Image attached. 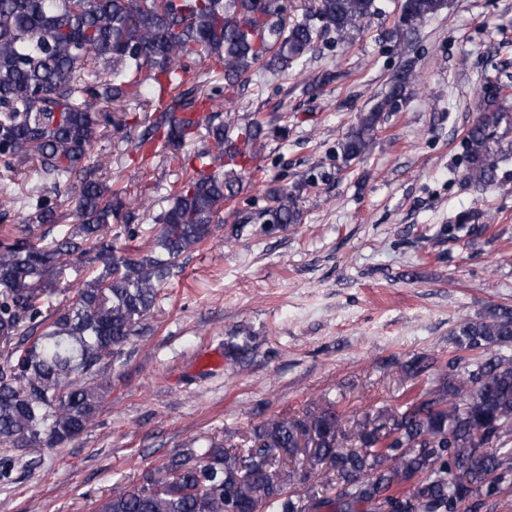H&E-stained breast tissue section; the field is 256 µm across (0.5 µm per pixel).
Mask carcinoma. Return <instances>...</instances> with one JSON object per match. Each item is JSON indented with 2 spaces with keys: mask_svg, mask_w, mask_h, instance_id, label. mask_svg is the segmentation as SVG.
I'll return each mask as SVG.
<instances>
[{
  "mask_svg": "<svg viewBox=\"0 0 512 512\" xmlns=\"http://www.w3.org/2000/svg\"><path fill=\"white\" fill-rule=\"evenodd\" d=\"M445 0H400L394 35L407 39ZM282 0H0V163H35L36 184L18 195L0 183V218L28 210L20 235L0 243V444L53 448L91 427L110 380L103 361L121 358L173 270L224 223L257 157L264 123L244 119L230 135L215 97L238 90L257 70L284 72L330 34L339 41L381 13L379 0H318L296 20ZM224 61V86L207 93L197 66ZM413 65L394 74L385 94L358 117L341 143L344 162L369 154L383 114L404 100ZM140 132L112 106L158 100ZM138 147L159 141L179 150L202 134L207 147L185 166L155 216L160 229L145 249H128L108 226L129 219L135 202L111 189L92 156L97 130ZM512 116L488 102L464 137L466 179L493 185L512 149ZM263 231L300 219V194L267 191ZM69 203L75 224L61 223ZM87 270L77 298L55 305L70 287L67 266ZM459 352L425 392L393 412L380 408L346 425L333 405L302 418L271 417L252 446L184 448L102 499L97 512H492L512 489V308L452 331ZM437 366L428 356L405 364L410 377ZM336 487L335 496L326 495Z\"/></svg>",
  "mask_w": 512,
  "mask_h": 512,
  "instance_id": "1",
  "label": "carcinoma"
}]
</instances>
